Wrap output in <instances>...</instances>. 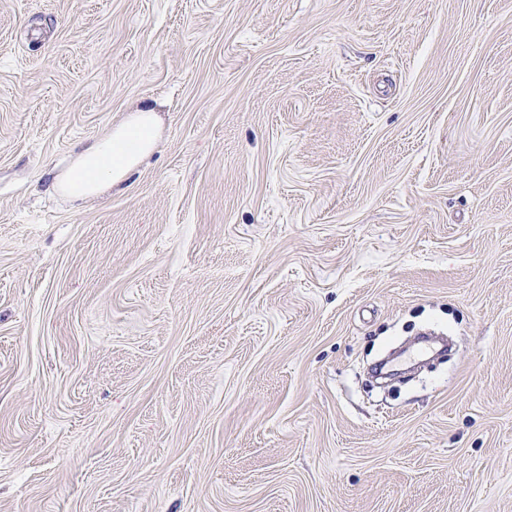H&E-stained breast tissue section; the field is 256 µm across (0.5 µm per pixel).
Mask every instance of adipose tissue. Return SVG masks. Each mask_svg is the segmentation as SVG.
Here are the masks:
<instances>
[{"label": "adipose tissue", "mask_w": 512, "mask_h": 512, "mask_svg": "<svg viewBox=\"0 0 512 512\" xmlns=\"http://www.w3.org/2000/svg\"><path fill=\"white\" fill-rule=\"evenodd\" d=\"M160 135L157 114L145 105L105 135L86 143L55 180L54 189L84 201L120 188L155 150Z\"/></svg>", "instance_id": "obj_1"}]
</instances>
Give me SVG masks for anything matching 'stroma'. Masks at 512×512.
<instances>
[{
	"instance_id": "35a3bbf8",
	"label": "stroma",
	"mask_w": 512,
	"mask_h": 512,
	"mask_svg": "<svg viewBox=\"0 0 512 512\" xmlns=\"http://www.w3.org/2000/svg\"><path fill=\"white\" fill-rule=\"evenodd\" d=\"M0 512H512V0H0ZM160 127L148 105L131 112L105 135L86 143L55 180L54 189L84 201L118 189L155 150Z\"/></svg>"
}]
</instances>
